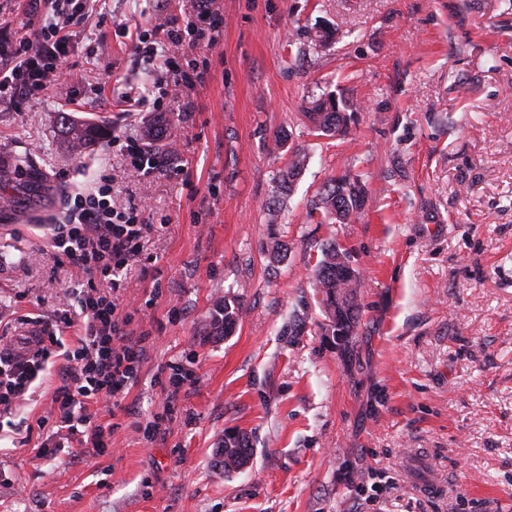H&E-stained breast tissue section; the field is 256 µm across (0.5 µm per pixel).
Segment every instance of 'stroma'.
I'll use <instances>...</instances> for the list:
<instances>
[{
    "mask_svg": "<svg viewBox=\"0 0 512 512\" xmlns=\"http://www.w3.org/2000/svg\"><path fill=\"white\" fill-rule=\"evenodd\" d=\"M219 5L217 44L187 52L209 59L204 82L165 111V67L124 30L186 21L192 0H97L106 21L77 31L69 81L0 106V156L27 153L41 182L0 184V336L29 335L22 316L52 314L80 278L49 243L66 194L109 176L115 205L145 204L155 227L117 291L129 332L149 339L136 383L98 410L111 448L41 456L53 359L0 416V512H512V0ZM327 92L358 107L335 138L302 114ZM128 93L139 111H124ZM64 113L106 121L95 153L73 151ZM154 122L175 166L138 179L121 147ZM344 172L365 186L363 213L320 223L313 200ZM272 232L287 246L277 264L262 251ZM331 239L363 280L346 352L311 283ZM226 297L240 318L220 336L211 313ZM173 361L195 376L170 411ZM157 415L144 438L137 423ZM232 431L253 455L228 475L216 450Z\"/></svg>",
    "mask_w": 512,
    "mask_h": 512,
    "instance_id": "stroma-1",
    "label": "stroma"
}]
</instances>
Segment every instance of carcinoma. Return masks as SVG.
I'll return each mask as SVG.
<instances>
[{"mask_svg": "<svg viewBox=\"0 0 512 512\" xmlns=\"http://www.w3.org/2000/svg\"><path fill=\"white\" fill-rule=\"evenodd\" d=\"M304 115L312 131L324 137L345 133L352 120L347 104L333 94H324L308 101ZM62 125L76 151L94 150L102 135L98 124L76 121L67 115L62 116ZM30 164L26 153L0 157V183L10 180L16 172L30 171ZM364 203V185L358 177L344 173L323 185L316 195L314 209L320 213L325 224H351L358 218ZM262 250L269 262L278 264L285 257L286 245L272 233ZM313 277L316 294L320 295L318 305L324 317L323 328L331 332L339 347L346 349L352 336L356 335L359 322L362 278L351 264L349 253L332 241L321 248V258L314 266ZM239 315L236 300L224 298V301L216 304L212 313L215 332L229 335ZM217 455L224 472L229 474L249 462L252 448L246 436L226 433L224 446L217 449Z\"/></svg>", "mask_w": 512, "mask_h": 512, "instance_id": "1", "label": "carcinoma"}]
</instances>
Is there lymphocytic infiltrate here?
Wrapping results in <instances>:
<instances>
[{
    "instance_id": "1",
    "label": "lymphocytic infiltrate",
    "mask_w": 512,
    "mask_h": 512,
    "mask_svg": "<svg viewBox=\"0 0 512 512\" xmlns=\"http://www.w3.org/2000/svg\"><path fill=\"white\" fill-rule=\"evenodd\" d=\"M46 2L47 13L28 32L17 38L0 34V105L22 108L67 75L73 34L86 24L90 0ZM130 40L173 71L166 97H177L202 82L197 60L185 58V31L177 21L136 27ZM150 230L137 205L113 206L105 176L95 190L77 194L62 222L50 227L56 258L69 260L88 276L71 291L79 311H58L55 320L41 321L38 333L30 337L0 336V413L10 412L23 399L53 352H60L65 362L62 384L52 399L57 415L42 444L43 455H52L75 436L101 454L112 445L104 426L95 423L92 409L117 405L138 377L144 347L142 337L128 335L129 318L118 316L116 303L100 285L118 277L140 255ZM69 329L76 336L70 345L61 337Z\"/></svg>"
}]
</instances>
